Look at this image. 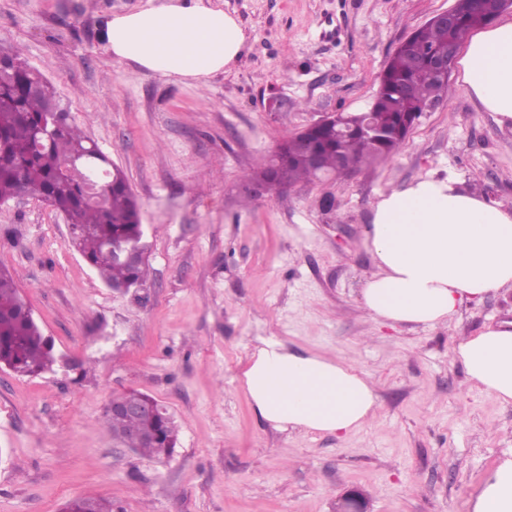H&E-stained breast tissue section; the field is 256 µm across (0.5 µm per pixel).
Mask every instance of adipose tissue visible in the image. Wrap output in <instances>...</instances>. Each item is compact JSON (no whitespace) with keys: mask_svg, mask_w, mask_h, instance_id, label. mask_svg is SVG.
<instances>
[{"mask_svg":"<svg viewBox=\"0 0 512 512\" xmlns=\"http://www.w3.org/2000/svg\"><path fill=\"white\" fill-rule=\"evenodd\" d=\"M102 41L116 61L201 82L239 57L245 34L204 0H166L107 19ZM458 65L468 93L500 126L512 127V19L475 33ZM365 245L378 271L362 290L364 307L392 326L439 325L464 302L512 284V210L461 189L450 175L385 193ZM454 357L474 385L512 403V327L459 340ZM243 382L258 415L282 431L349 434L376 407L368 376L347 361L293 351L276 339L255 348ZM471 512H512V456L486 475Z\"/></svg>","mask_w":512,"mask_h":512,"instance_id":"1","label":"adipose tissue"}]
</instances>
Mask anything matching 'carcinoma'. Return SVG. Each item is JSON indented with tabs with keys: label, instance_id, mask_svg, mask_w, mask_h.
I'll return each mask as SVG.
<instances>
[{
	"label": "carcinoma",
	"instance_id": "1",
	"mask_svg": "<svg viewBox=\"0 0 512 512\" xmlns=\"http://www.w3.org/2000/svg\"><path fill=\"white\" fill-rule=\"evenodd\" d=\"M453 33L425 25L414 31V41L394 53L380 77L378 95L369 110L382 134L357 131L350 116L340 135L328 129L293 136L278 143L277 161L261 172L267 180L294 184L313 179L309 155L320 153L324 170L336 169L343 160L352 168L397 152L420 118L423 103L439 97L447 84L440 82L426 58L448 54ZM20 63L0 79V202L25 190L56 210L70 215L78 225L72 242L85 261L111 288L142 283L148 263H127L112 256L116 248L144 244L138 204L127 178L117 167L107 172L99 201L85 197L90 175L110 165L94 154L92 141L67 121L60 132L41 131L46 96L30 90L32 71ZM76 162L83 178L62 175V168ZM57 361L52 341L43 335L31 309L15 288L13 275L0 267V369L20 376H37L53 369ZM104 424L112 436L130 443L134 452L150 458L170 455L177 443L171 417L143 419L118 416L106 410ZM61 512H112V503L80 497L64 503Z\"/></svg>",
	"mask_w": 512,
	"mask_h": 512
}]
</instances>
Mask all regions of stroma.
I'll return each mask as SVG.
<instances>
[{"label": "stroma", "instance_id": "obj_1", "mask_svg": "<svg viewBox=\"0 0 512 512\" xmlns=\"http://www.w3.org/2000/svg\"><path fill=\"white\" fill-rule=\"evenodd\" d=\"M245 33L206 83L119 63L101 26L146 0H0V53L20 51L84 135L126 174L150 244L146 282L108 288L67 221L32 196L0 203V266L61 358L37 377L0 370V512H60L76 497L114 512H471L512 451V404L467 380L457 339L512 321V288L448 323L391 328L362 288L363 240L389 190L434 174L512 209V129L451 78L392 156L344 176L269 189L252 177L284 138L327 112H362L398 46L454 0H211ZM346 359L377 407L346 436L279 431L242 372L259 338ZM147 393L178 446L158 461L113 440V396Z\"/></svg>", "mask_w": 512, "mask_h": 512}]
</instances>
